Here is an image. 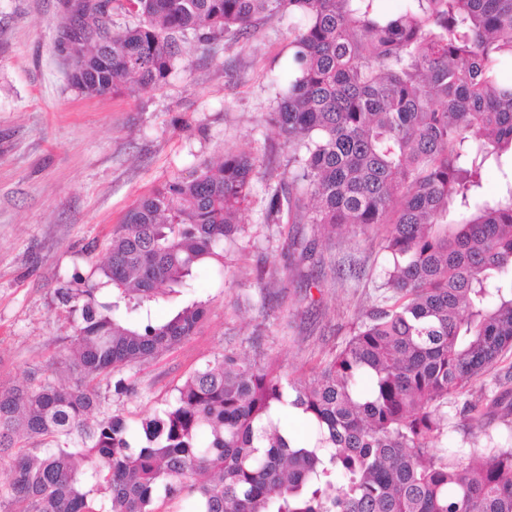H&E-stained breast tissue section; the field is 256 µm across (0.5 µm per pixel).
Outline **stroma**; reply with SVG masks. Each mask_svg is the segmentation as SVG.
I'll return each instance as SVG.
<instances>
[{
	"label": "stroma",
	"instance_id": "1",
	"mask_svg": "<svg viewBox=\"0 0 512 512\" xmlns=\"http://www.w3.org/2000/svg\"><path fill=\"white\" fill-rule=\"evenodd\" d=\"M67 17V0H0V384L66 378L74 328L58 290L90 284L138 197L227 152L267 169L250 190L248 233L223 268L152 306L157 319L194 302L206 315L173 349L125 370L137 398L101 386L100 412L158 411L187 375L231 350L276 360L290 379L311 377L367 307L384 260L371 234L319 241V252L353 261L360 277L340 280L325 265L321 288L306 290L286 268L277 225L263 220L267 183L288 176V147L267 122L288 74L287 21L264 19L249 35L207 44L186 35L156 88L90 97L69 80ZM271 268L275 278L258 288Z\"/></svg>",
	"mask_w": 512,
	"mask_h": 512
}]
</instances>
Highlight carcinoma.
<instances>
[{
    "mask_svg": "<svg viewBox=\"0 0 512 512\" xmlns=\"http://www.w3.org/2000/svg\"><path fill=\"white\" fill-rule=\"evenodd\" d=\"M118 0L137 24L114 31L112 3L77 5L70 80L85 94L163 82L177 36L209 41L288 20L286 85L267 121L290 151L264 220L384 230L369 307L308 381L276 362L226 352L196 369L151 415L94 418L99 384L134 394L125 369L196 330L194 302L165 320L151 304L192 286L246 233L239 213L259 159L228 152L190 179L140 197L112 231L99 282L62 288L74 316L66 368L0 388V512H512V378L476 377L512 353V0ZM497 168L499 194H484ZM302 263L312 244L285 238ZM109 293L98 296L100 287ZM466 445L448 447V401ZM299 410L301 444L283 417Z\"/></svg>",
    "mask_w": 512,
    "mask_h": 512,
    "instance_id": "obj_1",
    "label": "carcinoma"
}]
</instances>
